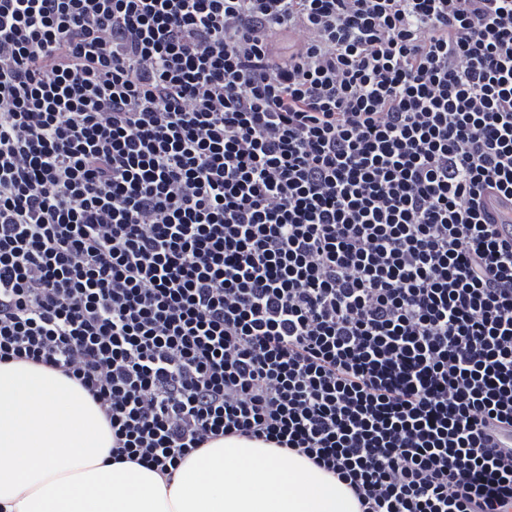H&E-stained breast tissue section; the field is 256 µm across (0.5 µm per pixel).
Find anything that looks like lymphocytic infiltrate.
<instances>
[{
  "label": "lymphocytic infiltrate",
  "instance_id": "obj_1",
  "mask_svg": "<svg viewBox=\"0 0 512 512\" xmlns=\"http://www.w3.org/2000/svg\"><path fill=\"white\" fill-rule=\"evenodd\" d=\"M489 191L512 0H0V363L76 381L114 462L236 436L360 512H512Z\"/></svg>",
  "mask_w": 512,
  "mask_h": 512
}]
</instances>
